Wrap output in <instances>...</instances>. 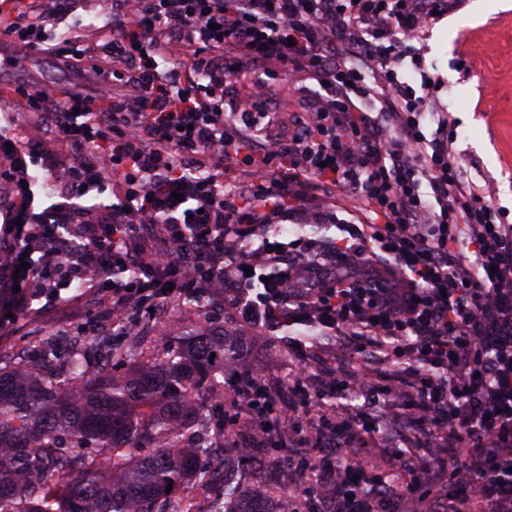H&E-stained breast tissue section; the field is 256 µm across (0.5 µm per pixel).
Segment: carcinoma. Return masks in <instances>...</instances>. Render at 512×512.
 <instances>
[{
	"label": "carcinoma",
	"instance_id": "cac0c4a2",
	"mask_svg": "<svg viewBox=\"0 0 512 512\" xmlns=\"http://www.w3.org/2000/svg\"><path fill=\"white\" fill-rule=\"evenodd\" d=\"M237 348L222 331L191 329L160 355L134 343L112 353L123 371L86 350L54 374L23 358L0 366V512H201L186 484L211 496L207 512H273L260 494L280 484L253 477L215 489L209 448L190 441L200 407L224 394V365ZM223 468L250 449L219 432ZM150 448L141 456L138 449Z\"/></svg>",
	"mask_w": 512,
	"mask_h": 512
}]
</instances>
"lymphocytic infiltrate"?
<instances>
[{
	"instance_id": "obj_1",
	"label": "lymphocytic infiltrate",
	"mask_w": 512,
	"mask_h": 512,
	"mask_svg": "<svg viewBox=\"0 0 512 512\" xmlns=\"http://www.w3.org/2000/svg\"><path fill=\"white\" fill-rule=\"evenodd\" d=\"M80 2L11 0L0 22V39L103 80L62 100L15 85L41 116L30 147L12 116L0 119V226L17 272L0 283V327L35 301L89 296L108 299L125 333L132 310L215 290L214 306L259 335L336 336L361 357L316 385L296 379L286 405L264 370L224 371L233 429L269 412L314 429L304 439L314 479L289 489V512L323 500L330 512H512V223L464 182L447 111L426 137L432 98L398 73L399 39L421 38L462 0H108L98 52L54 33ZM230 71L255 79L228 103ZM284 78L313 90L281 136L263 106ZM66 149L83 162L62 167ZM238 160L248 181L225 189L224 165ZM33 166L57 203H38ZM110 181L113 203L78 206ZM344 189L357 222L336 215ZM289 213L343 236L322 258L309 246L247 247ZM130 268L138 277L125 278ZM330 391L365 403L336 423L313 416ZM392 423L434 451L396 454L395 481L371 476L361 456Z\"/></svg>"
}]
</instances>
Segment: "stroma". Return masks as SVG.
I'll use <instances>...</instances> for the list:
<instances>
[{
    "label": "stroma",
    "instance_id": "35a3bbf8",
    "mask_svg": "<svg viewBox=\"0 0 512 512\" xmlns=\"http://www.w3.org/2000/svg\"><path fill=\"white\" fill-rule=\"evenodd\" d=\"M406 47L419 50L422 57L420 66L404 65L410 84L419 86L424 74L435 79L439 102L454 121L452 150L465 179L492 190L496 207L512 217V0H464L462 10L433 25L423 43L410 41ZM17 83L48 87L60 97L73 89L93 92L98 88L91 70H71L55 58L37 57L23 71L0 65V110L12 114L24 140L40 116L29 111L24 100L8 96L10 85ZM81 319L80 313L63 310L20 315L11 334H0V358L10 359L23 347L38 356L42 343L51 339L66 353L71 336L102 344L105 358L111 356L112 346H128L129 335L113 331L111 324L85 329ZM137 319L140 336L159 350L184 327L210 322L239 339L241 369L266 366L270 385L283 391L301 370L314 373L336 363L335 350L316 358L300 357L289 348L287 337L258 335L223 310L201 313L183 299L158 315L138 313Z\"/></svg>",
    "mask_w": 512,
    "mask_h": 512
}]
</instances>
